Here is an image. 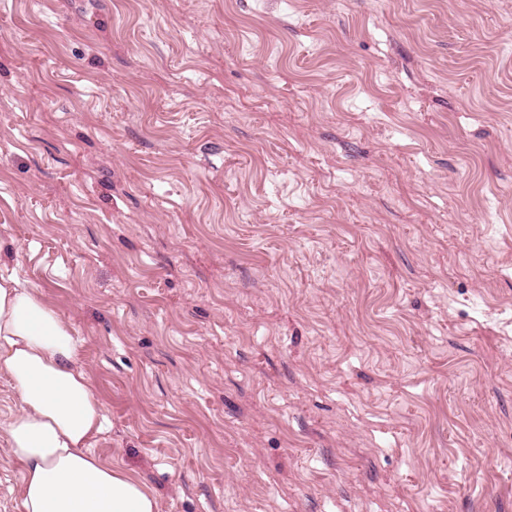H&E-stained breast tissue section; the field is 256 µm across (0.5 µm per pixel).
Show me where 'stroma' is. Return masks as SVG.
Wrapping results in <instances>:
<instances>
[{
	"instance_id": "35a3bbf8",
	"label": "stroma",
	"mask_w": 512,
	"mask_h": 512,
	"mask_svg": "<svg viewBox=\"0 0 512 512\" xmlns=\"http://www.w3.org/2000/svg\"><path fill=\"white\" fill-rule=\"evenodd\" d=\"M0 268L161 512H512V0H0Z\"/></svg>"
}]
</instances>
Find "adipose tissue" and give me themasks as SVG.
<instances>
[{
    "label": "adipose tissue",
    "instance_id": "ef3b65f1",
    "mask_svg": "<svg viewBox=\"0 0 512 512\" xmlns=\"http://www.w3.org/2000/svg\"><path fill=\"white\" fill-rule=\"evenodd\" d=\"M70 326L27 281L0 272V374L20 408L0 425L22 467L24 512H160L158 497L91 446L106 418Z\"/></svg>",
    "mask_w": 512,
    "mask_h": 512
}]
</instances>
